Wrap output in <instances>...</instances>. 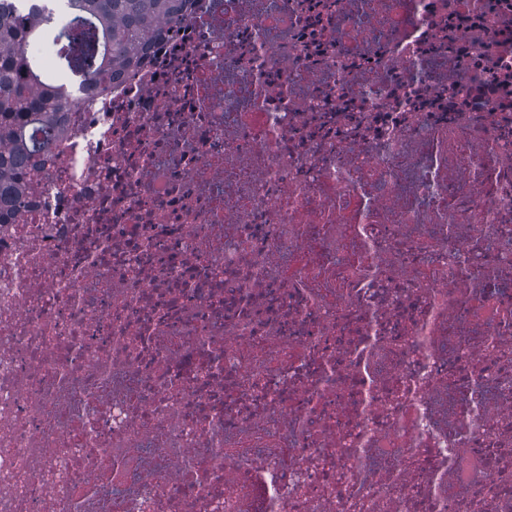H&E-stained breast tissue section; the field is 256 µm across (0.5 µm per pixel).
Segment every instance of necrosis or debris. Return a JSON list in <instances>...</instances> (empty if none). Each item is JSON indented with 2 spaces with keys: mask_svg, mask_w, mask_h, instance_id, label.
Instances as JSON below:
<instances>
[{
  "mask_svg": "<svg viewBox=\"0 0 512 512\" xmlns=\"http://www.w3.org/2000/svg\"><path fill=\"white\" fill-rule=\"evenodd\" d=\"M0 225V512H512V0H191Z\"/></svg>",
  "mask_w": 512,
  "mask_h": 512,
  "instance_id": "4bbe7bcc",
  "label": "necrosis or debris"
}]
</instances>
